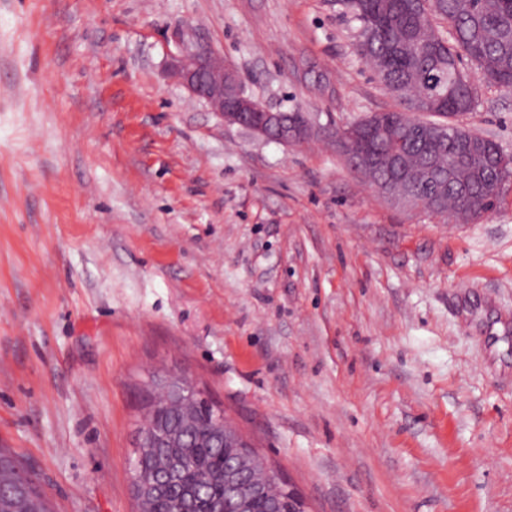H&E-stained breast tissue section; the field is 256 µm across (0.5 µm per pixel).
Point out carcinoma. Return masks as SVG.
Wrapping results in <instances>:
<instances>
[{
    "label": "carcinoma",
    "instance_id": "obj_1",
    "mask_svg": "<svg viewBox=\"0 0 512 512\" xmlns=\"http://www.w3.org/2000/svg\"><path fill=\"white\" fill-rule=\"evenodd\" d=\"M346 5L360 23L357 54L384 74L383 86L399 105L423 91L434 90L441 98L439 106L428 110L434 116L429 124H444L475 110L476 87L461 67L464 57L477 66L484 81L512 89V0H371L368 18L352 0H346ZM431 11L454 31L445 45L437 41L444 31L426 22ZM383 120L391 130L384 141L368 130L365 120L357 121L358 146L377 153L379 162L356 174L371 182L383 180L391 159L400 157L406 164L408 187L424 198L442 192L439 207L458 219L477 222L497 208L504 178L498 167L501 146L497 142L481 141L479 152L472 156L451 139L417 134L411 128L415 117H405L399 109L384 112ZM192 429L182 448L137 452V467L148 476L157 471L162 453L173 451L185 460L181 477L171 480L165 492L149 503L138 502L139 512H171L176 500L187 512H223L224 458L235 459L245 451L253 467L262 468L251 449L226 448L212 437L208 413H199ZM19 471L15 458L0 448V512H50L31 483L25 500L17 499Z\"/></svg>",
    "mask_w": 512,
    "mask_h": 512
}]
</instances>
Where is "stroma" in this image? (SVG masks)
Masks as SVG:
<instances>
[{
	"instance_id": "stroma-1",
	"label": "stroma",
	"mask_w": 512,
	"mask_h": 512,
	"mask_svg": "<svg viewBox=\"0 0 512 512\" xmlns=\"http://www.w3.org/2000/svg\"><path fill=\"white\" fill-rule=\"evenodd\" d=\"M341 0H0V448L55 512H136L159 375L307 512H512V183L402 208L320 137L229 125L170 67L338 126L394 109ZM464 120L512 153V90Z\"/></svg>"
}]
</instances>
